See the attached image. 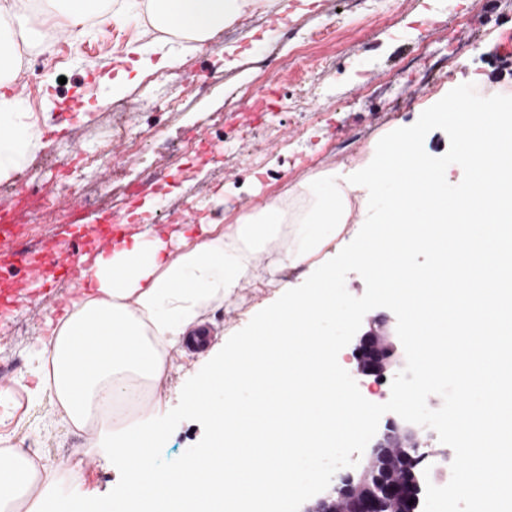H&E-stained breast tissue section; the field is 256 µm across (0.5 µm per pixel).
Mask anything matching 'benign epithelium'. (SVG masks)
Wrapping results in <instances>:
<instances>
[{"label":"benign epithelium","instance_id":"obj_1","mask_svg":"<svg viewBox=\"0 0 512 512\" xmlns=\"http://www.w3.org/2000/svg\"><path fill=\"white\" fill-rule=\"evenodd\" d=\"M394 333L388 319L367 318L353 350L354 374L383 379L405 367ZM427 448L421 426L389 418L384 430L372 438L371 453L363 466L337 476L302 512H419L421 497L411 489L415 483L411 465L429 457ZM410 500L414 504H408Z\"/></svg>","mask_w":512,"mask_h":512}]
</instances>
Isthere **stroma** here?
Listing matches in <instances>:
<instances>
[{
    "instance_id": "35a3bbf8",
    "label": "stroma",
    "mask_w": 512,
    "mask_h": 512,
    "mask_svg": "<svg viewBox=\"0 0 512 512\" xmlns=\"http://www.w3.org/2000/svg\"><path fill=\"white\" fill-rule=\"evenodd\" d=\"M153 35L145 18L121 15L82 32L58 35L51 52L24 49L13 86L39 145L18 174L17 191L51 195L45 223L30 225L29 247L46 249L69 238L61 201L64 183L108 187L120 172L124 189L107 205L82 203V233L105 216L158 232L187 219L228 224L265 199L298 185L317 187L321 175L362 164L373 146L398 128L420 130L417 141L448 178V195L471 185L456 150V131L430 123L439 96L470 112H494L512 99V0H262L196 51H172L160 64L139 65L131 46ZM232 47V63L224 49ZM84 94L79 121L59 123L58 104ZM180 97L181 111L165 107ZM124 100L133 132L158 129L160 141L142 153L112 145L100 165L84 159L106 139L109 106ZM155 204L147 217L139 209ZM320 269L287 268L262 285L240 289L210 310L218 351L228 331L247 336L288 291L310 288ZM53 309L22 300L0 319V448H14L53 468L78 464L77 478L44 487L46 504L65 498L91 507L119 494L127 481L121 460L89 448V429L65 423L50 391L40 389L36 341ZM214 358L188 349L153 390L162 432L153 459L174 469L205 451L210 423L188 412L186 391L210 372Z\"/></svg>"
}]
</instances>
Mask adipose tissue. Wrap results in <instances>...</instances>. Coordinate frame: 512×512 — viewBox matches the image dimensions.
Returning <instances> with one entry per match:
<instances>
[{"instance_id":"1","label":"adipose tissue","mask_w":512,"mask_h":512,"mask_svg":"<svg viewBox=\"0 0 512 512\" xmlns=\"http://www.w3.org/2000/svg\"><path fill=\"white\" fill-rule=\"evenodd\" d=\"M58 31L84 29L107 13L112 0H40ZM258 0H139L155 29L153 45L136 49L141 64L164 54L168 41L200 49L224 25L253 11ZM21 0H0V85L18 60L13 37L28 29ZM457 133V151L473 176L468 195L449 200L440 172L415 137L398 129L352 177L332 172L329 189L305 219L287 224L271 198L232 224H177L160 234L140 231L96 255L86 274L92 290L76 294L54 312L48 336L34 355L51 360L46 379L60 416L69 424L96 425L94 447L121 457L128 479L118 499L101 512H241L261 497L287 491L292 473L284 458L313 452L335 439L337 424L364 420L365 401L349 396L336 372L334 344L320 322L335 316L336 271L325 268L314 288L289 295L256 331L238 342L208 378L185 397L187 410L208 416L207 451L175 470L150 463L160 429L154 407L134 421L114 416L117 402L156 386L173 352L192 337L207 336V310L237 289L261 284L266 269L258 252L280 238L289 244L279 262L296 267L319 262L348 217L351 192L377 187L387 166L401 176L402 204L390 221L372 225L354 263L379 259L401 272L403 286L389 293L410 319L423 325L419 358L429 376L454 373L465 391L483 389L482 402L453 410L450 422L468 443V488L481 512H504L512 501V228L487 230L452 224L449 214L512 213V101L498 111L460 112L451 99L431 109ZM38 136L15 98L0 94V176L19 168ZM426 214L427 226L414 225ZM433 256L426 268L408 265V253ZM466 288L451 287L456 278ZM484 322V364H470L464 344ZM277 393L263 397L264 388ZM40 472L27 456L0 448V512H77L57 500L44 510L34 491Z\"/></svg>"}]
</instances>
